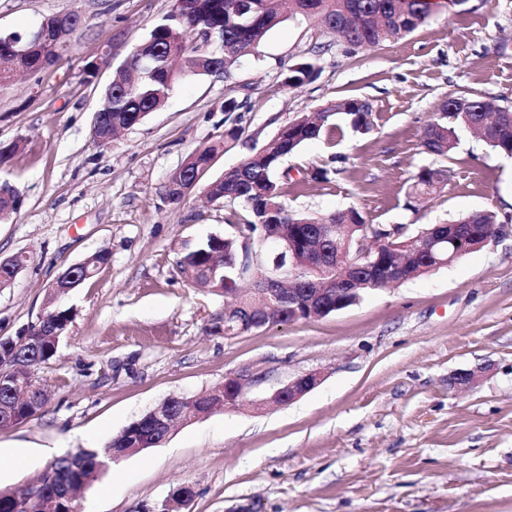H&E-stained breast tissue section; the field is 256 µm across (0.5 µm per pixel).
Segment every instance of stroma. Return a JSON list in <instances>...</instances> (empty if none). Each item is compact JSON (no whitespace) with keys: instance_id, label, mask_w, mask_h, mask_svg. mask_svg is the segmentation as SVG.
<instances>
[{"instance_id":"stroma-1","label":"stroma","mask_w":512,"mask_h":512,"mask_svg":"<svg viewBox=\"0 0 512 512\" xmlns=\"http://www.w3.org/2000/svg\"><path fill=\"white\" fill-rule=\"evenodd\" d=\"M172 6L0 0L2 29L79 18L58 65L0 86V144L20 145L0 181L23 200L0 222V258L28 257L0 291V336L47 314L62 270L110 254L58 301L72 320L56 355L32 369L48 402L0 428V488L37 479L66 452L103 447L164 399L204 394L246 368L258 377L246 406L178 425L162 444L114 462L81 492V512H152L179 484L194 491L185 512H512L511 232L327 316L233 338L209 333L224 319L223 296L190 286L177 267L185 244L240 234L242 206L207 202V184L300 113L345 98L371 103L372 131L325 134L284 159L289 207L355 209L407 236L475 211L512 217V157L465 129L451 157L422 145L448 97L512 108V0H467L385 46L331 44L318 77L298 88L284 83L289 69L327 36L315 21L286 20L230 77H179L163 108L97 146L104 87ZM231 97L247 111L222 112ZM231 127L238 139L170 203L171 174ZM328 164L331 183L306 181L308 169ZM425 167L446 168L448 182L421 203L409 186ZM313 370L322 374L315 389L271 402L277 387ZM461 370L478 371L477 382L449 388Z\"/></svg>"}]
</instances>
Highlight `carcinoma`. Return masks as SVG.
<instances>
[{
    "mask_svg": "<svg viewBox=\"0 0 512 512\" xmlns=\"http://www.w3.org/2000/svg\"><path fill=\"white\" fill-rule=\"evenodd\" d=\"M432 0H175L174 7L153 25L148 38L125 60L121 76L107 84L97 107L101 126L98 145L108 146L106 130H121L140 123L149 113L162 108L178 78L173 61H181L187 75L222 74L230 76L240 59L251 55L281 22L289 18L316 17L321 27L337 32L336 41L351 48L385 46L399 41L424 25L431 17ZM78 20L59 22L53 16L43 20L42 49L27 58L15 57L10 45L0 41V69L14 75L38 72L60 60L68 51L69 39ZM319 70L308 59L295 64L285 79L288 86L314 81ZM442 120L429 124L423 134V146L437 156H451L456 148L455 127H470L480 114L495 116V123L481 132L493 149L512 156V109L477 96L457 95L441 104ZM371 105L358 99H343L314 113H303L283 127L261 151L245 158L224 175L210 182L206 194L212 201L241 203L248 212L245 230L248 238L259 232L268 239L291 240L297 251L293 255L265 250L258 257L247 252L246 241L211 235L187 244L177 261L180 273L189 281L204 284L224 296L236 292L242 282L256 272L277 267L288 272L301 288L306 281L322 280L327 299L336 304L338 288H351L347 300L361 297L369 290H381L392 267L404 262L416 278L436 269L428 255L413 257L406 238L381 246L373 253L369 269L342 270L340 257H352L356 240L368 233L363 216L356 210L336 216L288 208V174H279L282 161L294 154L308 140L320 137L333 127V121L346 119L350 127L367 134L372 130ZM233 128L210 145L192 152L182 167L173 173L166 186L167 199L180 203L193 179L206 170L213 157L228 140L236 138ZM447 180V170L425 167L415 176L411 194L425 198L440 191ZM19 192L8 182L0 184V221L17 211ZM470 231L476 242L499 223L492 211H476L456 220ZM109 255L101 252L89 264L69 266L67 270L83 283L96 269L107 263ZM259 294L251 291L237 300V307L224 326L212 327L215 334L238 336L264 317ZM298 304L293 295L283 294L278 310L266 318V324L298 321ZM149 433L146 416L130 423L102 448L71 464L60 461L51 475L41 477L42 496L55 500L54 512H70L72 505L59 495L65 483L79 481L90 487L103 476L100 463L113 446L132 440L133 428ZM20 501L28 503V512H40L29 490L20 486L0 489V512H16Z\"/></svg>",
    "mask_w": 512,
    "mask_h": 512,
    "instance_id": "1",
    "label": "carcinoma"
}]
</instances>
